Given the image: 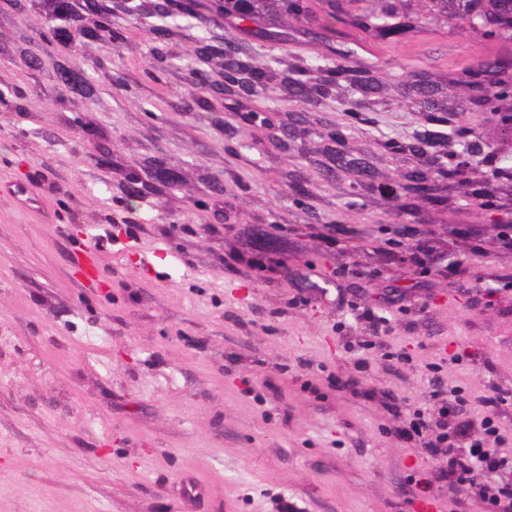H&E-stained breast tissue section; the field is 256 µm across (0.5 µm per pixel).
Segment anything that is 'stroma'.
I'll return each mask as SVG.
<instances>
[{"mask_svg": "<svg viewBox=\"0 0 512 512\" xmlns=\"http://www.w3.org/2000/svg\"><path fill=\"white\" fill-rule=\"evenodd\" d=\"M133 2L103 0L138 74L158 20L133 19ZM13 3L0 0V90L28 95L0 104V512H484L437 479L422 438L398 441L385 405L393 394L402 415L435 412L436 375L474 407L512 390V251L499 239L512 180L496 175L512 168V130L471 109L466 84L480 60L512 74V35L475 36L460 2L441 17L429 0H398L395 33L343 30L351 65L386 78L385 103L355 118L326 100L301 141L275 149L292 99L266 90L247 104L250 124L223 86L188 80L192 66L222 72L236 35L216 0H195L169 20L189 36L169 42L177 66L163 83L117 89L110 68L88 69L85 118L108 133L107 161L65 109L73 95L56 71L72 52L38 53L46 18ZM250 48L275 69L326 56L307 37ZM407 67L446 79L453 112L433 121L398 85ZM460 128L494 162L439 200L354 198L304 157L336 129L395 187L409 159L389 142L440 132L447 155ZM155 156L180 184L127 195ZM296 176L311 193L302 205L289 195ZM113 217L133 219V235ZM418 241L430 252L419 268ZM88 247L101 258L94 280L78 261ZM366 310L389 331L374 334ZM420 479L428 497L412 493Z\"/></svg>", "mask_w": 512, "mask_h": 512, "instance_id": "obj_1", "label": "stroma"}]
</instances>
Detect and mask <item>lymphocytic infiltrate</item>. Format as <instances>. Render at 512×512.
Segmentation results:
<instances>
[{
	"label": "lymphocytic infiltrate",
	"mask_w": 512,
	"mask_h": 512,
	"mask_svg": "<svg viewBox=\"0 0 512 512\" xmlns=\"http://www.w3.org/2000/svg\"><path fill=\"white\" fill-rule=\"evenodd\" d=\"M439 405L437 414H416L400 427L399 439L425 436L424 450L434 459L440 479L466 492L487 512H512V460L499 448L505 438L492 418L493 408L512 402V392L500 390L471 411L461 389L434 380L430 392ZM447 456H440V449Z\"/></svg>",
	"instance_id": "obj_1"
}]
</instances>
